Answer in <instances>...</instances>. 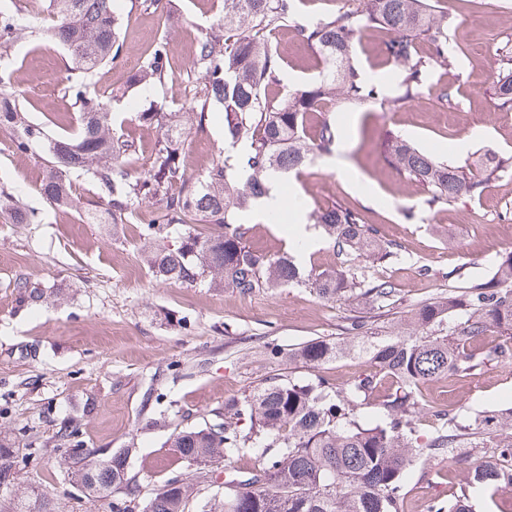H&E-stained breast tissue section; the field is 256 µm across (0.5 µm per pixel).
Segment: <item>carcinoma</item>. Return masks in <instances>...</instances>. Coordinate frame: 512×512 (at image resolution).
Masks as SVG:
<instances>
[{"instance_id":"1","label":"carcinoma","mask_w":512,"mask_h":512,"mask_svg":"<svg viewBox=\"0 0 512 512\" xmlns=\"http://www.w3.org/2000/svg\"><path fill=\"white\" fill-rule=\"evenodd\" d=\"M42 5L53 23L34 35L47 45L62 46L70 69L82 75L65 87L78 103L77 129L71 138L48 137L25 120L1 89L0 128L13 130L16 150L34 148L45 155L39 190L50 205L73 204L69 175L81 170L92 175L104 205L102 211L87 210L93 223L105 213L121 224L136 207L157 206L156 217L139 235L144 259L160 283H208L243 295L305 286L321 298L344 305L362 301L377 312L394 303L392 284L364 270L392 257L393 243L365 223L357 208L336 204L307 215L343 257L340 268L331 272H307L290 252L268 255L256 249L240 216L267 195L270 181L298 174L314 157L333 153L336 127L323 118L309 136L314 115L343 101L373 100L390 111L402 101L421 99L430 70L451 64L448 16L437 13L429 0H344L336 12L316 19L297 16L296 0H224V36L201 40L188 63L195 77L188 89L189 110L202 120L210 107H219L224 141L232 147L245 142L247 149L218 157L208 174L193 182L177 146L184 128L166 126L149 167L134 176L127 168L132 145L113 132L107 103L87 92V80L115 61L123 47L115 0H43ZM288 25L315 50L320 70L306 86L271 97L266 90L280 85L281 63L270 34ZM384 28L394 33L385 52V65L399 71L394 96L352 64L365 33ZM16 31L12 16L0 10V52L7 51ZM421 41L432 48L427 57L415 52ZM139 80L173 81L165 39L154 44ZM494 90L500 106L512 108V69L497 79ZM389 149L396 167L427 188L429 206L479 193L512 170V156L494 155L474 169L438 161L399 136L391 139ZM0 213L14 224L39 222L38 212L4 189ZM172 224H212L218 231H189L172 249L165 244ZM457 279L448 290L413 305L393 331L351 314L334 340L314 338L293 348L268 341L264 349L274 363L299 362L318 370L335 359L357 357L370 363L373 372L342 385L318 373L259 383L243 399L225 402L221 421L172 433L170 475L157 487L148 490L129 475L127 449L107 458L83 449L80 459L66 463L68 482L92 503L111 501V512H401L404 476L418 461L482 446L497 449L498 456L469 470L467 484L495 496L512 485V411L461 421L457 413L439 410L433 435L418 441L422 385L442 379L452 385L486 360L512 364V255L485 282ZM13 289L26 305L46 302L47 290L38 282L20 278ZM491 327L503 341L487 351L476 349L477 338ZM386 379L391 386L381 396L378 386ZM374 402L380 418L363 420L360 410ZM250 454L255 455L252 467L224 471L222 495L201 494L211 472ZM36 455L34 450L24 456L0 437V488L12 494L0 512H55L50 499L17 482ZM427 512L470 510L461 494L450 503L430 502Z\"/></svg>"}]
</instances>
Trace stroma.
Instances as JSON below:
<instances>
[{
    "label": "stroma",
    "mask_w": 512,
    "mask_h": 512,
    "mask_svg": "<svg viewBox=\"0 0 512 512\" xmlns=\"http://www.w3.org/2000/svg\"><path fill=\"white\" fill-rule=\"evenodd\" d=\"M28 3L0 0V9L20 23L10 51L0 57V75L29 121L67 136L77 115L64 94L68 59L60 47L30 37V28L43 20L30 15ZM115 6L123 48L91 77L89 91L109 102L116 134L134 142L130 172L146 170L160 135L142 113L171 112L187 129L181 144L187 175L203 176L224 147V114L214 109L200 121L188 113L186 66L200 38L219 34L220 0H115ZM437 7L452 20L449 46H464V53L434 71L419 101L389 112L371 102L337 106L333 154L308 167L304 178L278 184L282 194L301 196L310 209L335 202L354 206L394 243L393 257L368 274L393 284L397 312L447 288L449 272L484 281L512 254V171L482 194L430 209L426 188L407 181L389 162L394 135L457 165L488 153L512 156V109L494 98L497 74L512 67V0H438ZM162 38L173 83L138 81L148 51ZM380 40L367 34L354 63L382 78L392 95L398 73L381 67ZM278 54L286 86L300 88L314 79L313 53L291 43ZM12 139L10 129L0 128V187L37 211L40 221L12 224L0 215V434L21 451L41 449L21 475L55 502L57 512H109L65 481L56 441L62 423L77 424L84 447L106 454L133 447L130 475L154 488L166 475L167 441L175 427L218 422L226 400L244 398L273 375H307L301 365L269 361L265 342L335 337L347 308L304 287L247 296L206 284H155L138 235L153 207H137L122 224L88 223L85 212L98 198L92 176L82 171L70 175L74 206H50L39 193L41 159L16 151ZM465 139L467 151L457 153ZM241 221L257 249H291L292 224H268L252 212ZM421 266L428 276H419ZM20 277L40 281L49 301L18 307L12 284ZM91 395L96 408L88 414L84 404ZM420 395L440 409L464 408L470 417L510 409L512 368L489 361L456 385H423ZM492 455L489 448H462L457 458L442 455L416 464L406 475L402 512H422L431 501L464 490L472 512H497L483 492L466 488L468 468Z\"/></svg>",
    "instance_id": "stroma-1"
}]
</instances>
